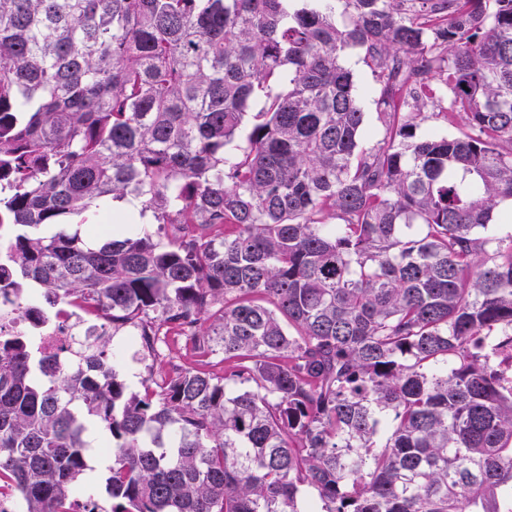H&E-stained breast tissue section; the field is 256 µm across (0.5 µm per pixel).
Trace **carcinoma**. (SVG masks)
<instances>
[{
	"label": "carcinoma",
	"mask_w": 512,
	"mask_h": 512,
	"mask_svg": "<svg viewBox=\"0 0 512 512\" xmlns=\"http://www.w3.org/2000/svg\"><path fill=\"white\" fill-rule=\"evenodd\" d=\"M288 2L0 0V294L224 361L132 392L100 335H0L24 512H68L92 427L111 512H512V0ZM364 51L354 50L347 57L345 64L354 75L355 84L363 92L361 105L366 118L367 144H375L382 137V126L377 120L376 112H379L377 100L380 95V85L371 68L364 60ZM447 106V101L444 99L435 100L429 103L421 112L422 115L418 118V123L422 130H437L443 135H454L456 133L455 127L446 124L439 112H442Z\"/></svg>",
	"instance_id": "cac0c4a2"
}]
</instances>
